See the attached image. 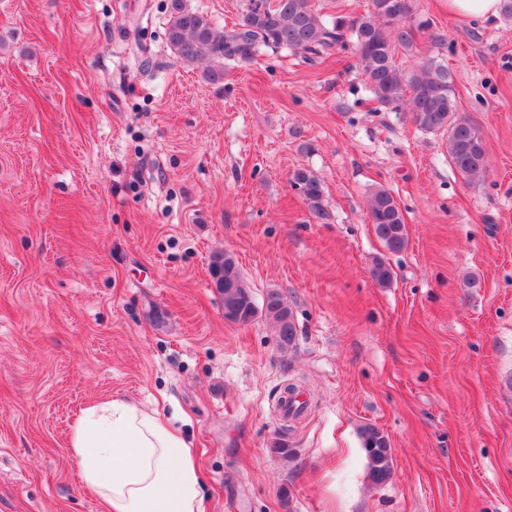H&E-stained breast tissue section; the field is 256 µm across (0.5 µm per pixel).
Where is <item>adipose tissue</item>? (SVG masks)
I'll return each mask as SVG.
<instances>
[{
	"mask_svg": "<svg viewBox=\"0 0 512 512\" xmlns=\"http://www.w3.org/2000/svg\"><path fill=\"white\" fill-rule=\"evenodd\" d=\"M70 456L103 512H204L190 444L155 409L123 398L92 401L72 427Z\"/></svg>",
	"mask_w": 512,
	"mask_h": 512,
	"instance_id": "adipose-tissue-1",
	"label": "adipose tissue"
}]
</instances>
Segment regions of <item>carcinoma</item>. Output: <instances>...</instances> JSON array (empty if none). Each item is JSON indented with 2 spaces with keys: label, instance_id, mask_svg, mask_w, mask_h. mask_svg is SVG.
Instances as JSON below:
<instances>
[{
  "label": "carcinoma",
  "instance_id": "carcinoma-1",
  "mask_svg": "<svg viewBox=\"0 0 512 512\" xmlns=\"http://www.w3.org/2000/svg\"><path fill=\"white\" fill-rule=\"evenodd\" d=\"M411 14L412 0H371L365 14L336 16L328 21L312 0H248L241 22L221 29L208 16L188 10L183 0H170L166 36L172 52L187 64L224 59L249 62L264 47L288 49L309 63H318L334 51L350 50L357 56L377 104L393 111L407 110L418 129L446 136L451 166L468 180H480L488 170L486 144L479 125L456 108L454 75L448 65L436 57L412 68L397 64L396 47L413 50L416 32L425 26L423 22L410 23ZM291 182L312 214L326 219L321 180L312 171L298 168ZM368 213L377 237L389 252L407 248L405 218L388 189L372 190ZM208 268L210 276L224 279V287L217 292L225 320L244 325L262 312L274 322L280 346L286 349L293 344V311L279 290H267L262 302H257L236 258L226 251L213 253ZM371 274L381 286L389 285L393 277L383 258L373 260ZM361 437L369 459V479L381 485L392 473L389 442L370 424L362 427Z\"/></svg>",
  "mask_w": 512,
  "mask_h": 512
}]
</instances>
